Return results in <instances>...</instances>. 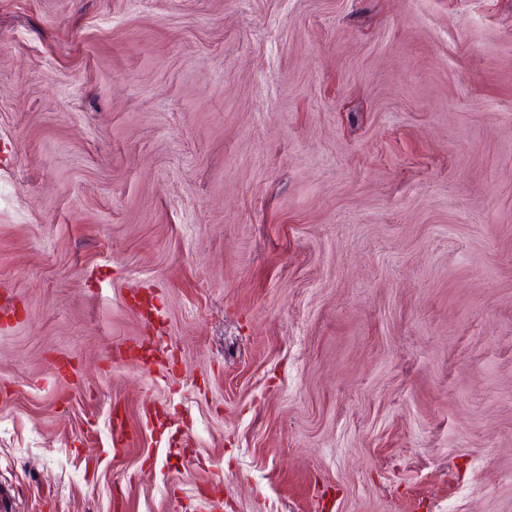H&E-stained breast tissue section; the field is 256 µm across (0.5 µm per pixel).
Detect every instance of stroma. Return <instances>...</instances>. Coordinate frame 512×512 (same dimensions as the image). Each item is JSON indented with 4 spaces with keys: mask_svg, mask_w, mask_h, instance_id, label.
I'll list each match as a JSON object with an SVG mask.
<instances>
[{
    "mask_svg": "<svg viewBox=\"0 0 512 512\" xmlns=\"http://www.w3.org/2000/svg\"><path fill=\"white\" fill-rule=\"evenodd\" d=\"M1 303L0 512H512V0H0Z\"/></svg>",
    "mask_w": 512,
    "mask_h": 512,
    "instance_id": "35a3bbf8",
    "label": "stroma"
}]
</instances>
